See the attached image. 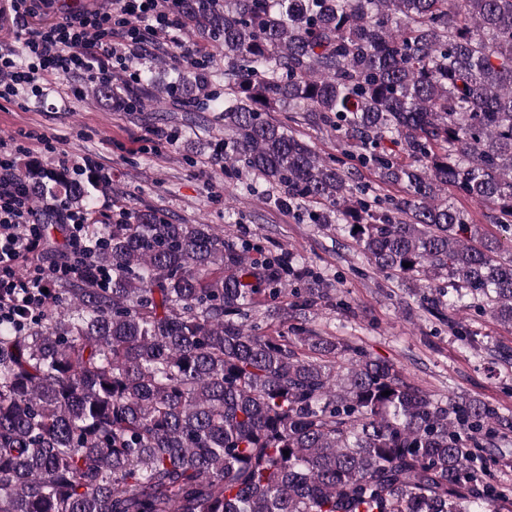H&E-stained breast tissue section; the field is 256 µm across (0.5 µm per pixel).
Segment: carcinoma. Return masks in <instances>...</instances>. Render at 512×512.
I'll list each match as a JSON object with an SVG mask.
<instances>
[{
    "label": "carcinoma",
    "mask_w": 512,
    "mask_h": 512,
    "mask_svg": "<svg viewBox=\"0 0 512 512\" xmlns=\"http://www.w3.org/2000/svg\"><path fill=\"white\" fill-rule=\"evenodd\" d=\"M183 11L224 69L179 75L155 102H206L225 165L272 185L278 207L343 225L474 355L452 312L512 327V0ZM310 129L335 132L339 154L322 157ZM28 182L53 225L40 250L58 259L66 215L44 195L93 215L98 180ZM90 234L94 265L24 328L0 323V512H512L485 456L508 447L512 413L426 392L313 330L331 293L306 263L151 209Z\"/></svg>",
    "instance_id": "obj_1"
}]
</instances>
